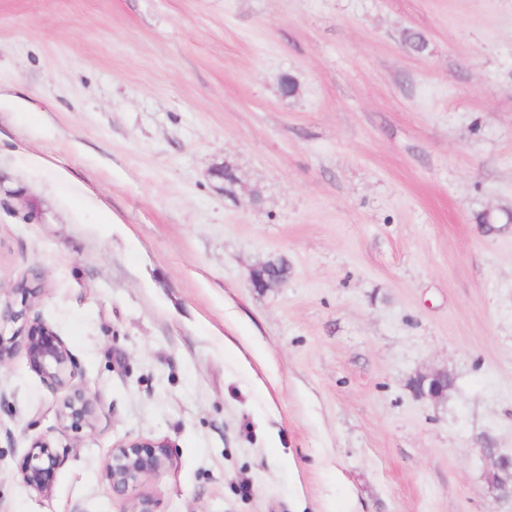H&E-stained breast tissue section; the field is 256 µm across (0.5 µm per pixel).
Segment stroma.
Here are the masks:
<instances>
[{
	"mask_svg": "<svg viewBox=\"0 0 512 512\" xmlns=\"http://www.w3.org/2000/svg\"><path fill=\"white\" fill-rule=\"evenodd\" d=\"M34 273L98 423L1 366L0 512H123L136 437L157 512H512V0H0V288ZM288 280V267L282 263H266L256 268L250 275L252 288H271L284 285ZM414 387L417 394L426 399H438L447 394L452 386V379L448 371H434L418 374L414 378ZM62 458L46 438L34 440L19 463L23 484L39 495L48 494L54 484ZM170 444L167 440L128 438L113 446L104 464L105 477L113 496L127 504L124 512H157L155 500L141 494L144 481L163 471L169 460ZM481 454L486 463L492 491L512 497V455L497 453L494 448L482 449Z\"/></svg>",
	"mask_w": 512,
	"mask_h": 512,
	"instance_id": "obj_1",
	"label": "stroma"
}]
</instances>
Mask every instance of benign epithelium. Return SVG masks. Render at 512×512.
Returning a JSON list of instances; mask_svg holds the SVG:
<instances>
[{"label":"benign epithelium","instance_id":"1","mask_svg":"<svg viewBox=\"0 0 512 512\" xmlns=\"http://www.w3.org/2000/svg\"><path fill=\"white\" fill-rule=\"evenodd\" d=\"M288 280L285 263H267L252 271L254 288L281 286ZM43 293L39 276L16 281L5 297H0V366L22 351L30 368L51 388L63 393L57 409L61 427L92 432L97 424L96 401L86 390L72 384L75 366L72 354L52 327L32 314ZM17 324L13 335H5V327ZM452 379L446 371L419 374L414 378L417 394L438 399L447 394ZM167 440L128 438L113 446L104 464L105 477L112 495L127 504L124 512H156L155 500L139 492L144 481L163 471L169 460ZM489 485L494 492L512 496V455L492 448L481 449ZM62 458L46 438L34 440L19 463L18 474L23 484L39 495L51 491Z\"/></svg>","mask_w":512,"mask_h":512}]
</instances>
